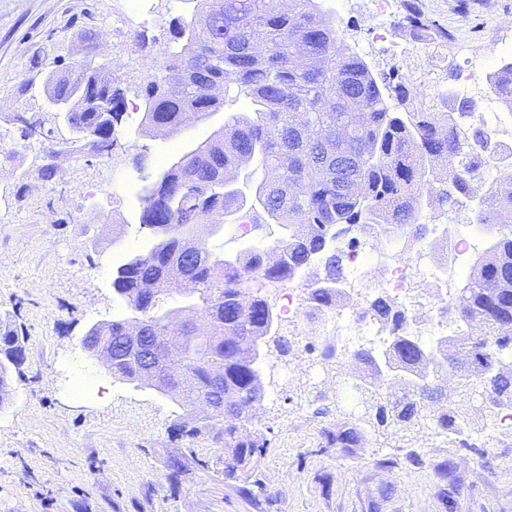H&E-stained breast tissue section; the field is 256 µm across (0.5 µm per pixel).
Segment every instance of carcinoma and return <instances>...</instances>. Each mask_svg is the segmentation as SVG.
Wrapping results in <instances>:
<instances>
[{
	"mask_svg": "<svg viewBox=\"0 0 512 512\" xmlns=\"http://www.w3.org/2000/svg\"><path fill=\"white\" fill-rule=\"evenodd\" d=\"M190 20L169 21L181 49L167 53L158 73L144 89L145 109L139 133L166 129L181 131L186 115L208 117L224 108L215 94L235 85L251 101L252 111L238 112L206 141L202 152L185 155L164 180L141 188L139 224L157 238L147 251L118 265L112 292L128 315L93 324L85 334V349H112V377L145 384L149 363L128 353L124 337L130 320L141 319L139 332L146 347L153 337L195 315L207 331L180 345L170 361L184 369V377L166 390L179 408H189L210 395L213 372L221 373L224 415L203 419L178 415L172 431L181 438L203 433L224 445V477L238 479L261 458L265 442L248 435L253 413L264 397L259 362L240 345L243 336L253 343L273 342L286 355L294 341L271 325L270 305L263 288L285 283L317 266L325 275L308 289L309 311L336 306L344 280L342 264L355 252L361 229L387 226L401 230L415 224L420 234L423 209L448 200L475 203L472 224H511L512 186L486 198L470 187L487 169L491 152L480 149L486 131L469 121L463 104L468 98L450 86L440 94L446 106L435 112H393L392 96L402 101L407 90L394 78L378 76L339 36L333 15L318 0H191ZM413 37L446 38L448 33L407 18ZM96 50L89 43L82 58L50 76L45 94L67 105L71 125L98 135L93 148L101 153L114 142L115 124L127 112L125 90L116 78L92 66ZM490 84L503 104L512 109V59L500 61ZM257 161L271 171V179L299 181L303 190L287 194L267 189V179L253 185L257 207L227 181L224 171ZM238 223L277 224L287 235L273 247L249 249L229 260L209 247L224 217ZM346 243V248L339 243ZM196 283L181 305L167 307L172 286L182 278ZM366 313L389 327L392 347H384L394 365L407 371L398 377L379 374L378 352L360 349L353 356L366 365L367 381L382 395L389 383L416 373L430 380L438 366L429 356L437 346L452 363L483 362L512 351V230L500 237L471 265L457 296L448 304L456 323L452 335L433 343L416 337L400 339L409 316L379 296ZM26 333L10 317L0 319V403L10 396L11 369L25 360ZM499 405L512 410V378L494 381ZM401 423L429 417L446 432L461 433L464 415L455 408L426 411V405L405 402L380 407L379 421ZM353 428L338 429L331 438L341 448L359 441Z\"/></svg>",
	"mask_w": 512,
	"mask_h": 512,
	"instance_id": "cac0c4a2",
	"label": "carcinoma"
}]
</instances>
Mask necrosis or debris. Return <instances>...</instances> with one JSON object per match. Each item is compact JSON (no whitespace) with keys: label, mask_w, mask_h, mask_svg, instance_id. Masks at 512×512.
Returning <instances> with one entry per match:
<instances>
[{"label":"necrosis or debris","mask_w":512,"mask_h":512,"mask_svg":"<svg viewBox=\"0 0 512 512\" xmlns=\"http://www.w3.org/2000/svg\"><path fill=\"white\" fill-rule=\"evenodd\" d=\"M497 50L493 43L463 48L464 69L457 90L465 96L482 93L483 103L475 118L485 126L499 152L507 155L512 153V132L508 131L489 86V66ZM477 244L476 238L457 236L447 260L436 261L430 249L411 252L373 239L367 252L350 258L351 269L342 283L344 304L316 320L306 315L301 285L278 284L267 288L266 293L289 324L306 322L309 333L330 337L347 352L366 344L382 347L388 341L385 330L364 312L370 295L377 291L410 311V332L436 339L453 331L445 308L452 298L453 279L460 273L464 257Z\"/></svg>","instance_id":"4bbe7bcc"}]
</instances>
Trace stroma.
<instances>
[{
    "instance_id": "1",
    "label": "stroma",
    "mask_w": 512,
    "mask_h": 512,
    "mask_svg": "<svg viewBox=\"0 0 512 512\" xmlns=\"http://www.w3.org/2000/svg\"><path fill=\"white\" fill-rule=\"evenodd\" d=\"M140 24H123L131 9ZM190 0H0V314L25 324V362L0 405V512H512V426L473 397L463 435L435 423H377L374 397L351 411L336 386L353 364L322 359L323 339L296 337L290 354L273 344L267 361L293 370L279 399L264 398L252 431L267 441L246 487L224 479V450L210 435L180 439L176 409L154 390L112 378L82 338L94 323L122 313L112 273L152 244L139 227L135 189L172 160L212 137L229 116L247 112L245 96L179 133L143 136L141 111L128 110L109 155L75 150L62 139H21L3 114L47 115V76L68 66L95 34L99 53L125 63L128 100L175 50L169 21L191 13ZM450 37L416 39L408 14ZM383 25L384 40L371 29ZM340 35L375 73L394 75L409 95L398 111L438 109L436 90L461 71L460 44L512 45V0H394L389 15L372 0H347ZM409 54H393L394 44ZM53 176L42 180L44 165ZM421 238L396 233L414 251L435 227L466 219L431 206ZM319 362L323 382L307 372ZM357 426L362 440L329 444V433ZM181 458L178 483L168 461Z\"/></svg>"
}]
</instances>
